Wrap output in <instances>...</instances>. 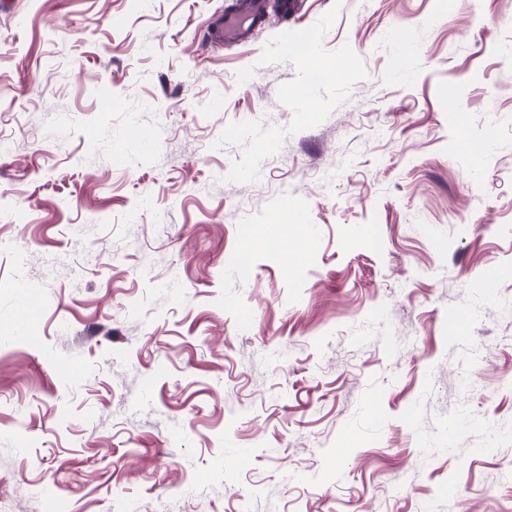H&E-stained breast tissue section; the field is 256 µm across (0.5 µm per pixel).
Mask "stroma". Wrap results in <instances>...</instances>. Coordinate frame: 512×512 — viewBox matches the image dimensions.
<instances>
[{"label": "stroma", "mask_w": 512, "mask_h": 512, "mask_svg": "<svg viewBox=\"0 0 512 512\" xmlns=\"http://www.w3.org/2000/svg\"><path fill=\"white\" fill-rule=\"evenodd\" d=\"M235 2L0 0V512H512V0ZM262 0H240L237 4L238 11L234 14L220 16L214 23L210 32L211 39L223 43L224 41L235 44H247L250 38V29L245 27L244 20L252 23L262 17L264 5ZM288 224L296 223L291 218H288V213H281L269 224H266L262 231L250 227L246 230V234L250 238L259 239L282 250L287 257L291 258L292 264L295 265L300 263L302 254L296 252L293 247H288L287 237L282 231L283 227Z\"/></svg>", "instance_id": "35a3bbf8"}]
</instances>
